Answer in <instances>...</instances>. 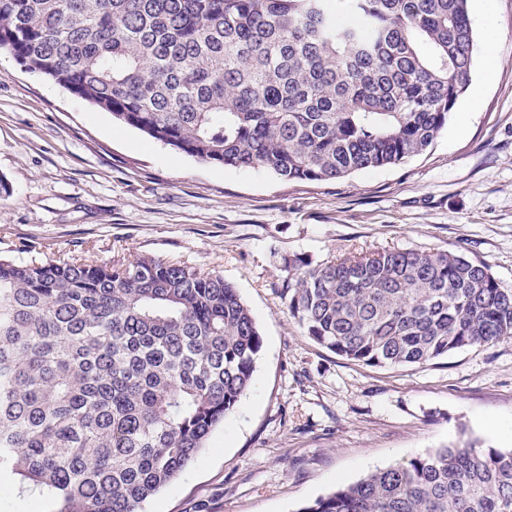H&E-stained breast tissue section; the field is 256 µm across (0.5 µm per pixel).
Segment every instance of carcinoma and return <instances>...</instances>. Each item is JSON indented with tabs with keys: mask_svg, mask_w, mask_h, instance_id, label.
<instances>
[{
	"mask_svg": "<svg viewBox=\"0 0 512 512\" xmlns=\"http://www.w3.org/2000/svg\"><path fill=\"white\" fill-rule=\"evenodd\" d=\"M470 0H0V50L207 164L326 182L425 152L468 89ZM289 312L368 366L512 339L452 252L288 261ZM262 335L217 273L0 261V478L55 512H144L252 386ZM299 512H512V449L443 446Z\"/></svg>",
	"mask_w": 512,
	"mask_h": 512,
	"instance_id": "cac0c4a2",
	"label": "carcinoma"
}]
</instances>
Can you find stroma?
Instances as JSON below:
<instances>
[{
    "label": "stroma",
    "mask_w": 512,
    "mask_h": 512,
    "mask_svg": "<svg viewBox=\"0 0 512 512\" xmlns=\"http://www.w3.org/2000/svg\"><path fill=\"white\" fill-rule=\"evenodd\" d=\"M470 86L422 155L330 182L213 166L0 51V257L150 256L217 272L255 319L252 387L145 512H299L436 448H512V340L423 366L337 356L291 316L286 259L453 252L512 290V0H470Z\"/></svg>",
    "instance_id": "stroma-1"
}]
</instances>
